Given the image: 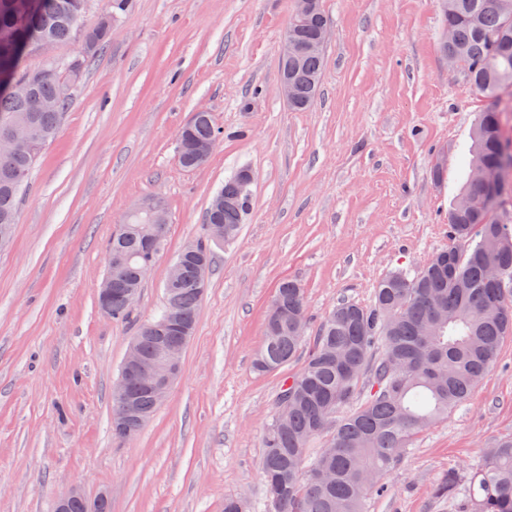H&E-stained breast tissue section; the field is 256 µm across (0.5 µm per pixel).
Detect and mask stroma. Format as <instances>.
Returning a JSON list of instances; mask_svg holds the SVG:
<instances>
[{"instance_id":"35a3bbf8","label":"stroma","mask_w":512,"mask_h":512,"mask_svg":"<svg viewBox=\"0 0 512 512\" xmlns=\"http://www.w3.org/2000/svg\"><path fill=\"white\" fill-rule=\"evenodd\" d=\"M332 34L316 99L280 92L294 0H132L72 90L0 235V512H54L72 487L112 512H272L262 439L286 378L257 374L276 286L304 291L308 336L343 301L449 245L462 151L489 98L439 51L437 0H323ZM223 137L195 170L177 133L198 110ZM249 169L239 237L215 248L178 381L133 438L112 435V387L139 324L160 307L175 255L212 195ZM165 201L168 242L130 317L103 314L106 244L143 201ZM512 439V335L470 398L417 433L365 512H462L434 489Z\"/></svg>"}]
</instances>
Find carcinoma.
<instances>
[{
  "mask_svg": "<svg viewBox=\"0 0 512 512\" xmlns=\"http://www.w3.org/2000/svg\"><path fill=\"white\" fill-rule=\"evenodd\" d=\"M87 0H37L33 14L19 10L15 0H0V71L29 85L33 97L51 105L31 110L29 99L0 85V131L21 126L27 131L24 147L0 154V227L17 223L20 197L42 149L57 133L69 105L61 87L75 83L87 62L99 55L112 36V21L127 10L128 0H107L99 21L82 26ZM446 26L452 40L441 42L448 67L475 90L493 100L480 113L473 130L466 186L448 213V248L435 253L417 271L387 274L374 290L368 306L341 302L321 322L311 341L308 359L283 384L279 407L263 438L261 470L268 496L278 494L276 512H365L367 494L379 477L399 464L407 444L419 430L448 417L469 399L495 365L505 337L512 335V213L503 209V196L512 190V149L505 140L502 113L512 112V0H444ZM329 23L319 9L298 23L297 38L306 42ZM80 35L81 67L66 73L44 62L28 68L25 61L41 54L46 43L59 45ZM325 55H306L295 79L303 99L296 111L311 107V82H320ZM221 131L209 112H198L179 132L184 159L198 144L216 146ZM481 168L498 182L487 193L471 180ZM242 168L224 180L206 212L202 235L178 254L181 273L164 284L160 310L143 322L134 340L147 359L156 356L170 337L186 333L191 339L209 284L207 273L213 248L234 241L250 210L251 197L240 194ZM231 204L223 205L224 197ZM229 233L213 236L210 225ZM146 215L130 218L112 236L107 254L112 268V319L128 318L131 309L121 293L142 288L143 266L154 265L165 249L167 233L152 239ZM501 271L497 287H490L486 268ZM275 301L288 307V324L266 323L263 345L254 367L261 373L282 369L297 355L306 338L303 289L291 279L279 282ZM366 398L358 399L364 382ZM115 388L134 393L138 413L150 417L157 409L151 395L136 388L135 380L118 378ZM349 413L333 422L339 409ZM144 421L134 419L112 434L128 439ZM330 433L328 447L309 453L313 439ZM467 500V512H512V440L490 445L482 462L466 475L448 473L435 496Z\"/></svg>",
  "mask_w": 512,
  "mask_h": 512,
  "instance_id": "obj_1",
  "label": "carcinoma"
}]
</instances>
